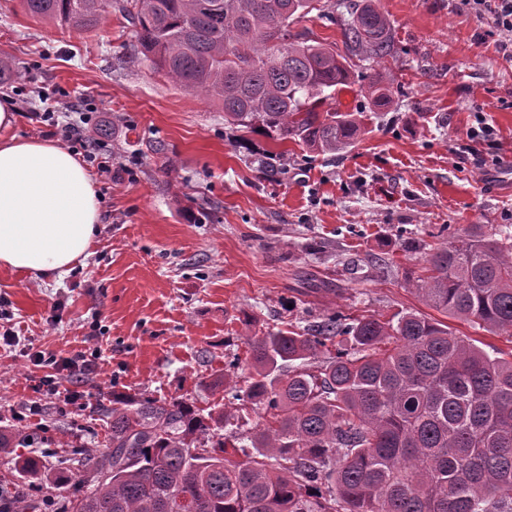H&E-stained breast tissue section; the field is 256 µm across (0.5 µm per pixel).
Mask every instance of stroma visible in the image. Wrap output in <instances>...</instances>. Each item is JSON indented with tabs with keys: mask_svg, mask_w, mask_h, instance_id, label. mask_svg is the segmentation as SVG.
Masks as SVG:
<instances>
[{
	"mask_svg": "<svg viewBox=\"0 0 512 512\" xmlns=\"http://www.w3.org/2000/svg\"><path fill=\"white\" fill-rule=\"evenodd\" d=\"M374 3L394 23L386 67L401 91L386 111L342 89L364 133L318 154L225 124L209 98L134 57L119 13L81 34L0 0V59L18 74L0 96L20 115L15 135L58 143L85 112L112 165L96 178L103 220L86 263L60 279L0 268V427L30 435L0 450L6 484L23 482L18 455L39 457L52 480L65 457L106 447L113 393L221 403L209 383L226 354L248 357L246 314L262 330H300L333 311H416L512 352L407 287L440 230L512 225V188L493 182L512 167V59L468 0ZM480 116L490 135L473 136ZM48 376L75 399L49 394Z\"/></svg>",
	"mask_w": 512,
	"mask_h": 512,
	"instance_id": "stroma-1",
	"label": "stroma"
}]
</instances>
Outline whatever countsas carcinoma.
Segmentation results:
<instances>
[{"instance_id": "1", "label": "carcinoma", "mask_w": 512, "mask_h": 512, "mask_svg": "<svg viewBox=\"0 0 512 512\" xmlns=\"http://www.w3.org/2000/svg\"><path fill=\"white\" fill-rule=\"evenodd\" d=\"M77 32L117 10L153 70L222 104L224 120L321 153L352 146L357 112L332 106L353 60L394 56V24L340 0L342 46L292 25L321 0H21ZM394 77L360 86L394 103ZM407 280L425 304L512 343V233L471 224ZM253 372L224 356V404L112 394L110 448L68 461L56 512H512V353L492 357L421 313L324 315L298 331L247 337ZM262 422L244 427L245 412ZM195 448L192 455L188 449ZM35 508L31 490L0 512Z\"/></svg>"}]
</instances>
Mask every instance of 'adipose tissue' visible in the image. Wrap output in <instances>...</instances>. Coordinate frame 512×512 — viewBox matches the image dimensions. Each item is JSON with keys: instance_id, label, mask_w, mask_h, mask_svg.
I'll use <instances>...</instances> for the list:
<instances>
[{"instance_id": "1", "label": "adipose tissue", "mask_w": 512, "mask_h": 512, "mask_svg": "<svg viewBox=\"0 0 512 512\" xmlns=\"http://www.w3.org/2000/svg\"><path fill=\"white\" fill-rule=\"evenodd\" d=\"M19 116L0 101V267L63 276L92 254L98 185L56 142L13 136Z\"/></svg>"}]
</instances>
